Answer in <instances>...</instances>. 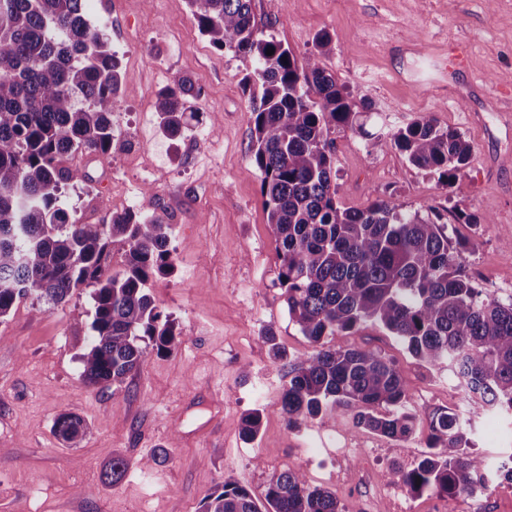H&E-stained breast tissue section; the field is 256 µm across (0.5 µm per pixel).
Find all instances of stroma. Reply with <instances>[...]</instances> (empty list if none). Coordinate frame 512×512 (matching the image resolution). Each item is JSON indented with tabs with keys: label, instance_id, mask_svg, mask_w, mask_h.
I'll use <instances>...</instances> for the list:
<instances>
[{
	"label": "stroma",
	"instance_id": "obj_1",
	"mask_svg": "<svg viewBox=\"0 0 512 512\" xmlns=\"http://www.w3.org/2000/svg\"><path fill=\"white\" fill-rule=\"evenodd\" d=\"M258 35L297 60L331 43L324 68L345 86L359 120L387 133L423 117L464 133L469 166L448 188L391 145L369 146L331 130L337 198L362 209L389 196L404 209L452 224L465 240L464 266L476 285L512 297V0H252ZM87 15L110 36L123 93L112 114L120 128L108 155L75 156L89 180L66 186L73 220L109 223L135 210L170 226L175 270L148 292L173 320L172 352L148 350L119 386H86L80 355L90 336L91 291L73 292L36 315L31 300L0 319V512H198L224 482L263 499L269 476L304 472L309 486L335 494L341 512H454L457 501L412 493L400 478L428 451L431 416L467 413L448 369H431L378 324L325 337L336 349L367 347L391 358L419 424L396 441L355 427L338 409L288 427L281 404L290 363L315 346L288 316L277 285V244L251 159L248 59L214 49L187 0H88ZM192 80L198 123L167 136L154 112L159 90ZM474 215L478 225L455 223ZM272 332L284 353L273 359ZM261 410L258 437L242 418ZM63 411L87 425L67 445L53 424ZM476 450L497 467L512 454V425L489 414L472 421ZM163 455L160 464L152 458ZM127 461L116 484L102 473Z\"/></svg>",
	"mask_w": 512,
	"mask_h": 512
}]
</instances>
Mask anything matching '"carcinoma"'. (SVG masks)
Segmentation results:
<instances>
[{"label":"carcinoma","mask_w":512,"mask_h":512,"mask_svg":"<svg viewBox=\"0 0 512 512\" xmlns=\"http://www.w3.org/2000/svg\"><path fill=\"white\" fill-rule=\"evenodd\" d=\"M251 2L188 0L214 47L253 62L243 78L250 91V151L278 244L277 284L290 319L319 345L291 362L281 398L287 425L342 408L357 426L381 436L400 441L414 433L419 420L391 359L368 348L322 343L338 331L378 323L420 362L448 366L479 404L467 419L453 412L432 416L430 451L402 474L415 494L458 497L489 479L474 451L472 417L487 409L512 416V297L504 302L474 286L463 270L465 244H451L446 225L392 198L364 209L341 205L331 128L354 130L375 146L381 138L358 123L351 93L322 66L329 35L320 36V52L300 66L280 42L258 37ZM85 4L0 0V319L23 299L58 306L92 287V336L80 355V377L103 389L137 371L147 348L166 353L178 339L146 292L150 279L174 270L170 225L133 210L112 214L108 224H81L61 204L62 190L85 179L65 159L112 150V112L122 94L109 35L89 26ZM197 96L187 78L158 92L155 112L168 136L199 119L200 112L187 107ZM389 139L445 188L473 154L462 133L430 118L396 129ZM115 251L124 270L112 274L107 258ZM261 422L258 409L245 415L248 439L257 437ZM54 430L75 445L86 424L64 411ZM126 471V460L117 457L103 478L117 483ZM200 512L340 510L333 493L309 487L302 471L287 469L272 473L262 502L226 483L202 499Z\"/></svg>","instance_id":"1"}]
</instances>
